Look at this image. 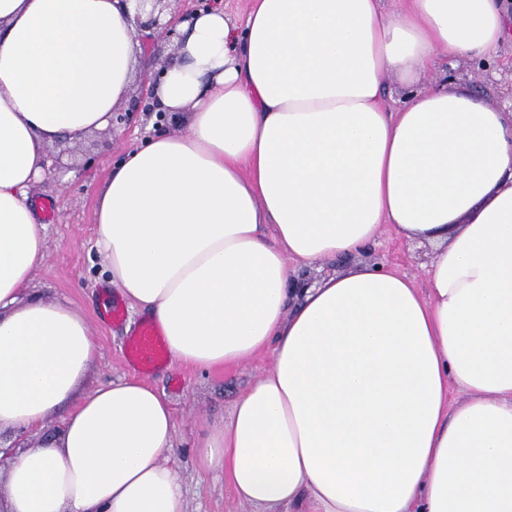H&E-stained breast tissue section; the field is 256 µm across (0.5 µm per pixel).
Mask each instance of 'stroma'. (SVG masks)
<instances>
[{"label": "stroma", "instance_id": "stroma-1", "mask_svg": "<svg viewBox=\"0 0 512 512\" xmlns=\"http://www.w3.org/2000/svg\"><path fill=\"white\" fill-rule=\"evenodd\" d=\"M450 73L454 87L472 91L481 103L512 104V36L494 61H458ZM152 120V114L134 112L121 127L55 144L49 150L47 173L31 189L36 219L44 226L47 253L25 293L71 303L84 313L96 346L84 382L88 389L133 373L125 362L124 343L129 329L140 324L141 315L126 308L124 322L112 325L98 316L117 289L95 250V207L113 166L148 134ZM429 261L428 245L387 230L361 253L324 261L319 268L305 269L304 274L314 280L365 262H379L420 286ZM272 361L267 351L240 366L209 373L170 361L148 376V383L170 401L175 412L176 451L170 462L180 472L188 512H254L253 506L234 496L222 471L202 466L197 443L207 426L228 415L235 400Z\"/></svg>", "mask_w": 512, "mask_h": 512}]
</instances>
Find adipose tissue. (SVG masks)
Here are the masks:
<instances>
[{
	"label": "adipose tissue",
	"mask_w": 512,
	"mask_h": 512,
	"mask_svg": "<svg viewBox=\"0 0 512 512\" xmlns=\"http://www.w3.org/2000/svg\"><path fill=\"white\" fill-rule=\"evenodd\" d=\"M135 0H0V430L61 429L7 462L0 512H186L176 419L150 384L81 390L83 313L22 299L46 238L30 191L49 146L108 128L140 47ZM502 0H254L180 24L156 86L185 132L128 153L99 192L110 281L201 372L271 351L209 425L235 496L307 512H512V111L416 88L441 53L490 59ZM408 92L381 100L387 75ZM432 248L427 295L379 264L302 288L384 228ZM465 399L450 404L448 393Z\"/></svg>",
	"instance_id": "adipose-tissue-1"
}]
</instances>
